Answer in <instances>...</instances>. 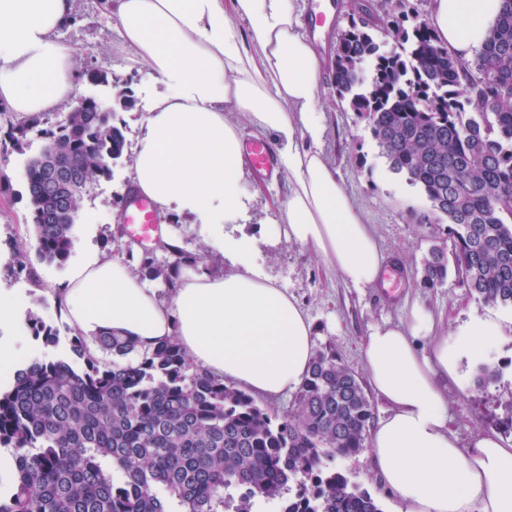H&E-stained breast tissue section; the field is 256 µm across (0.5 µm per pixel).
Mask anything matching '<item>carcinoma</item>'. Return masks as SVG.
<instances>
[{"instance_id":"1","label":"carcinoma","mask_w":512,"mask_h":512,"mask_svg":"<svg viewBox=\"0 0 512 512\" xmlns=\"http://www.w3.org/2000/svg\"><path fill=\"white\" fill-rule=\"evenodd\" d=\"M332 61L336 92L366 114L390 169L419 186L447 220L452 256L433 250L426 282L442 284L453 262L470 294L512 308V0L501 12L477 68L448 53L434 29L385 18L359 4ZM405 44L380 52L378 34ZM372 62L369 81L361 66ZM40 129L25 191L35 251L64 262L83 191L110 173L125 137L94 97ZM45 116L10 124L17 145ZM511 221H506V218ZM200 254L163 265L156 249L137 252L139 271L177 287L180 269ZM35 339L60 344L54 325L30 319ZM81 334L66 353L13 372L0 391V447L13 449L0 512H383L365 489L326 465L366 447L371 402L355 373L329 350L315 353L278 417L245 391L194 366L175 338L141 350L130 337Z\"/></svg>"}]
</instances>
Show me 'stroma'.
Returning <instances> with one entry per match:
<instances>
[{"label":"stroma","instance_id":"stroma-1","mask_svg":"<svg viewBox=\"0 0 512 512\" xmlns=\"http://www.w3.org/2000/svg\"><path fill=\"white\" fill-rule=\"evenodd\" d=\"M337 2L336 13L316 41L323 61L318 78V107L326 122L322 150L336 167L354 204L372 224L388 262L376 286L359 290L341 281L308 250L269 236L270 225L279 221L275 203L286 197L288 178L282 174L264 178L249 167L244 170L242 186L250 202L240 230L259 239L263 272L300 303L314 329L315 349L336 353L359 379L367 377L360 346L368 324L407 319L417 305L434 316V333L438 336L447 335L449 323L463 322L473 314L498 318L505 334L490 348L487 360L488 366L498 370L497 380L480 384L478 365H463L458 380L448 384L449 414L461 442H468L479 432H499L504 440H511L512 434L501 432L499 423L512 415V309L471 297L453 274L441 285L424 284L423 264L430 250L451 246L447 227L431 212L419 187L405 175L390 170L372 137L366 115L353 111L336 93L330 61L353 13L351 0ZM61 37L77 57L80 96L106 98L127 91L135 104L115 111L113 122L123 131L125 151L112 163L110 176L84 192L80 226L75 230L67 264L43 262L37 255H30L34 271L30 280L13 272L17 248L34 244L31 207L21 169L39 153L43 139L33 131L18 145L0 147V172L10 180L9 188L0 190V287L10 293L19 316H36L47 322L56 321L57 315L43 287L64 280L71 263L91 253L124 260L129 257L132 241L119 220L120 200L131 186L133 151L145 133L151 97L160 90L151 82L143 63L119 51L118 32L103 15L100 0H76L73 19ZM93 73L107 74L108 85L92 83L89 76ZM160 222L187 251L204 252L205 266L211 272L228 270L223 256L210 249L205 227L194 216L172 212L162 216ZM335 467L350 482L367 488L383 512H397V500L382 486L364 454L336 459Z\"/></svg>","mask_w":512,"mask_h":512}]
</instances>
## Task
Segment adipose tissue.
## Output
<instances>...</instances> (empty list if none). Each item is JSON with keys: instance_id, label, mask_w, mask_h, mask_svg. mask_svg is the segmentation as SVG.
Returning a JSON list of instances; mask_svg holds the SVG:
<instances>
[{"instance_id": "obj_1", "label": "adipose tissue", "mask_w": 512, "mask_h": 512, "mask_svg": "<svg viewBox=\"0 0 512 512\" xmlns=\"http://www.w3.org/2000/svg\"><path fill=\"white\" fill-rule=\"evenodd\" d=\"M502 0H432L429 21L449 53L470 60ZM120 47L164 85L151 103L132 165V186L160 211L196 216L232 263L220 275L183 267L169 302L121 260L93 255L45 293L63 318L91 333L130 336L150 349L176 337L190 360L248 392L297 390L313 358V327L298 301L260 269L254 237L227 232L247 213L241 113L273 137L288 176L281 221L270 232L321 258L352 287L375 284L387 256L321 144V60L301 30L296 0H102ZM74 0H0V102L20 116L78 99L76 56L61 39ZM247 24L239 33L235 20ZM420 306L409 319L369 325L361 347L388 413L371 428V467L398 512H512V442L480 432L461 444L450 426L446 382L501 336L490 317L434 336Z\"/></svg>"}]
</instances>
